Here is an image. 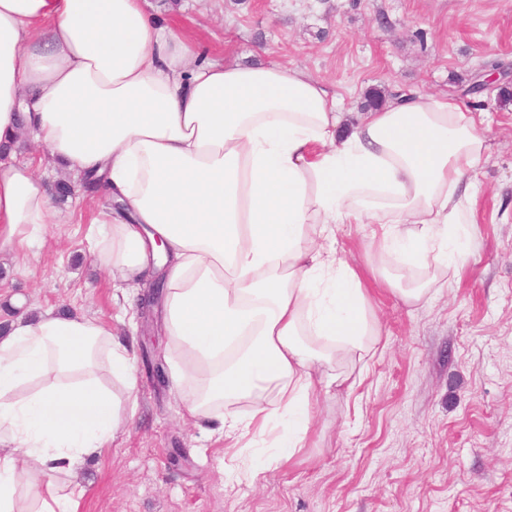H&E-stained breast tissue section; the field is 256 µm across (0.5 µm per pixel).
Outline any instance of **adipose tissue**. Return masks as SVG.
Instances as JSON below:
<instances>
[{
    "label": "adipose tissue",
    "mask_w": 512,
    "mask_h": 512,
    "mask_svg": "<svg viewBox=\"0 0 512 512\" xmlns=\"http://www.w3.org/2000/svg\"><path fill=\"white\" fill-rule=\"evenodd\" d=\"M195 56L143 0H0V145L26 134L48 163L107 174L125 209L101 214L98 258L126 282L162 273L173 378L196 390L185 410L230 439L283 411L271 457L283 464L307 432L320 360L302 337L343 359L379 333L359 273L327 263L318 239L377 224L380 269L464 266L483 118L409 92L348 125L339 95L299 68ZM57 221L34 165L0 159V252ZM136 387L111 327L18 313L0 331V512H77L74 471L133 420ZM269 389L276 411H222Z\"/></svg>",
    "instance_id": "ef3b65f1"
}]
</instances>
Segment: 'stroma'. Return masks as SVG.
I'll return each instance as SVG.
<instances>
[{
	"label": "stroma",
	"mask_w": 512,
	"mask_h": 512,
	"mask_svg": "<svg viewBox=\"0 0 512 512\" xmlns=\"http://www.w3.org/2000/svg\"><path fill=\"white\" fill-rule=\"evenodd\" d=\"M160 22L190 31L200 59L275 61L325 81L343 111L367 89L453 96L486 112L484 149L463 226L461 268H402L424 280L408 304L376 272V224H338L324 248L363 277L380 334L360 358L331 361L341 386L318 387L304 446L258 475L236 467L229 441L184 417L189 386L171 366L160 302L124 315L120 286L98 266L97 212L109 198L45 164L63 221L0 254V322L17 310H68L133 335L137 415L76 471L79 512H512V101L473 96L475 73L512 76V0H146Z\"/></svg>",
	"instance_id": "obj_1"
}]
</instances>
